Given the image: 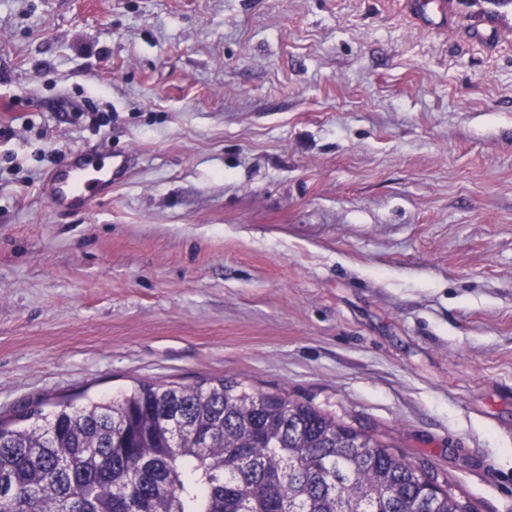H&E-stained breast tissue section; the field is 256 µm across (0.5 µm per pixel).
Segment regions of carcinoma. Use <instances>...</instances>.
<instances>
[{
    "label": "carcinoma",
    "mask_w": 512,
    "mask_h": 512,
    "mask_svg": "<svg viewBox=\"0 0 512 512\" xmlns=\"http://www.w3.org/2000/svg\"><path fill=\"white\" fill-rule=\"evenodd\" d=\"M0 419V512H470L336 416L222 379Z\"/></svg>",
    "instance_id": "carcinoma-1"
}]
</instances>
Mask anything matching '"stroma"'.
Segmentation results:
<instances>
[{"mask_svg": "<svg viewBox=\"0 0 512 512\" xmlns=\"http://www.w3.org/2000/svg\"><path fill=\"white\" fill-rule=\"evenodd\" d=\"M447 3L0 0V417L221 377L512 512V6ZM416 17L423 23L431 27H440L446 17L441 12L440 0H409ZM108 166L96 164L84 150L69 154L63 168L49 173L43 182L45 194L62 213L84 210L94 199L108 195L112 185L121 180L133 161L131 152L112 154Z\"/></svg>", "mask_w": 512, "mask_h": 512, "instance_id": "35a3bbf8", "label": "stroma"}]
</instances>
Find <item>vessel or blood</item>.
I'll return each mask as SVG.
<instances>
[{"label": "vessel or blood", "instance_id": "obj_1", "mask_svg": "<svg viewBox=\"0 0 512 512\" xmlns=\"http://www.w3.org/2000/svg\"><path fill=\"white\" fill-rule=\"evenodd\" d=\"M411 5L416 17L428 26L439 27L446 21L441 0H411ZM132 161V153L124 152L112 155L109 164L99 165L85 151H72L64 167L47 175L43 192L59 212L85 209L94 199L111 192Z\"/></svg>", "mask_w": 512, "mask_h": 512}]
</instances>
